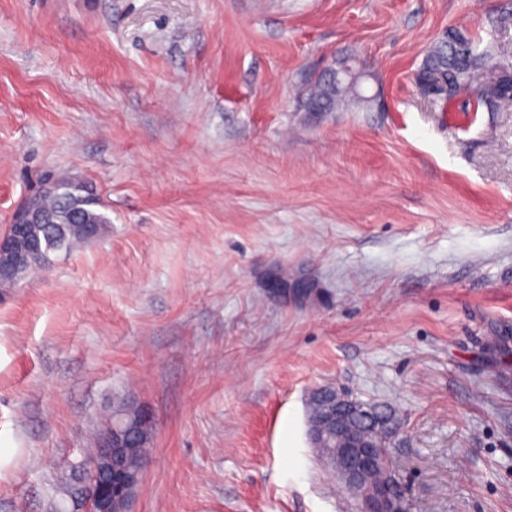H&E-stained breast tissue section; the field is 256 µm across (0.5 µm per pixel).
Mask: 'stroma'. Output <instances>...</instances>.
Here are the masks:
<instances>
[{
	"label": "stroma",
	"mask_w": 512,
	"mask_h": 512,
	"mask_svg": "<svg viewBox=\"0 0 512 512\" xmlns=\"http://www.w3.org/2000/svg\"><path fill=\"white\" fill-rule=\"evenodd\" d=\"M451 28L512 71V0H0V234L55 177L111 219L0 286V512H86L65 479L124 399L131 512H360L324 385L393 408L412 512H512V110L423 96ZM343 58L368 104L307 111Z\"/></svg>",
	"instance_id": "obj_1"
}]
</instances>
